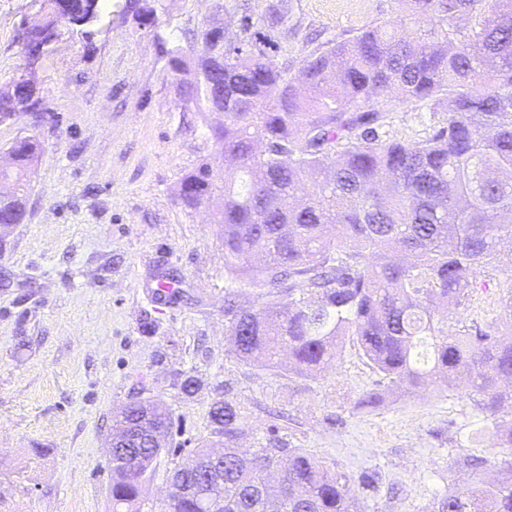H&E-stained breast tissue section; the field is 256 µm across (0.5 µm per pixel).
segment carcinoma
<instances>
[{
  "instance_id": "cac0c4a2",
  "label": "carcinoma",
  "mask_w": 512,
  "mask_h": 512,
  "mask_svg": "<svg viewBox=\"0 0 512 512\" xmlns=\"http://www.w3.org/2000/svg\"><path fill=\"white\" fill-rule=\"evenodd\" d=\"M44 31L88 40L99 0H40ZM417 20L404 36L384 26L313 52L296 73L257 44L224 46V30L200 36L192 71L179 55L182 97L224 112L214 135L224 145V322L230 352L263 369L312 378L352 342L389 386L408 392L463 386L495 420L512 448V294L507 331L445 328L448 310L478 290L477 274L498 262L512 239V0H403ZM161 0H125L152 25ZM282 3L255 16L248 33L286 24ZM447 118L423 140L382 135L392 94ZM29 90L0 86V118ZM43 148L14 140L0 181L15 195L0 203V224H21L31 173ZM216 187L210 164L186 174L178 200L195 209ZM373 249L374 260L354 249ZM248 295L240 303L242 295ZM288 302H283V299ZM364 392L356 409L379 406ZM214 434L224 451H193L170 478L163 512H358L353 475L280 440L246 456L241 408L216 402ZM129 447L113 449L112 512H145L146 484L169 452L172 420L156 399L135 400L115 416ZM507 476L483 487L448 488L424 512H512Z\"/></svg>"
}]
</instances>
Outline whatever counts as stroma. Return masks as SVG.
<instances>
[{
  "instance_id": "1",
  "label": "stroma",
  "mask_w": 512,
  "mask_h": 512,
  "mask_svg": "<svg viewBox=\"0 0 512 512\" xmlns=\"http://www.w3.org/2000/svg\"><path fill=\"white\" fill-rule=\"evenodd\" d=\"M102 0L92 43L60 39L37 81L51 117L0 125V161L18 137L43 148L21 224L0 226V512H112V416L152 397L168 409L173 454L163 456L148 503L160 512L169 476L195 448L213 443L210 410L244 407L240 444L277 436L327 463L379 475L357 489L360 512H421L449 486L495 475L512 448L499 447L494 421L465 389L389 392L356 347L316 378L274 375L228 353L224 339V245L209 206L183 208L182 178L211 162L222 184L220 112L185 106L168 54L193 59L200 32L241 37L242 8L268 0H163L156 26ZM31 0H0V85L18 72L17 25ZM286 30L270 56L298 67L314 49L386 23L413 28L401 0H284ZM388 133L421 140L443 113L393 96ZM178 278L187 299L161 304L160 275ZM483 287L448 317L449 330L501 322L512 264L483 269ZM154 321V331L142 329ZM193 376L196 389L181 383ZM384 391L359 411L366 390Z\"/></svg>"
}]
</instances>
